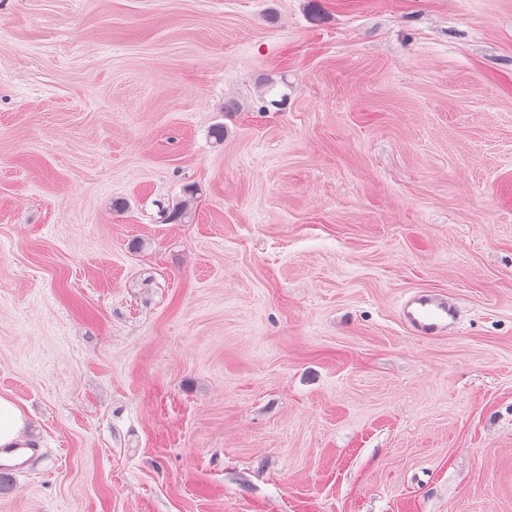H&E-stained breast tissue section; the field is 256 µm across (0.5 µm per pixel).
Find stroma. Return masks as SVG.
Segmentation results:
<instances>
[{"mask_svg":"<svg viewBox=\"0 0 512 512\" xmlns=\"http://www.w3.org/2000/svg\"><path fill=\"white\" fill-rule=\"evenodd\" d=\"M314 1L0 0V512H512V0ZM399 319L413 336H445L459 324L460 311L448 296L433 290H418L401 304ZM35 446L39 448L38 441L28 433L21 411L9 399L0 396V454L8 458L7 463H0V471L15 474L23 470Z\"/></svg>","mask_w":512,"mask_h":512,"instance_id":"stroma-1","label":"stroma"}]
</instances>
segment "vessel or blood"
<instances>
[{
	"mask_svg": "<svg viewBox=\"0 0 512 512\" xmlns=\"http://www.w3.org/2000/svg\"><path fill=\"white\" fill-rule=\"evenodd\" d=\"M399 319L415 336H444L459 324L460 311L448 296L433 290H418L401 304Z\"/></svg>",
	"mask_w": 512,
	"mask_h": 512,
	"instance_id": "vessel-or-blood-1",
	"label": "vessel or blood"
}]
</instances>
